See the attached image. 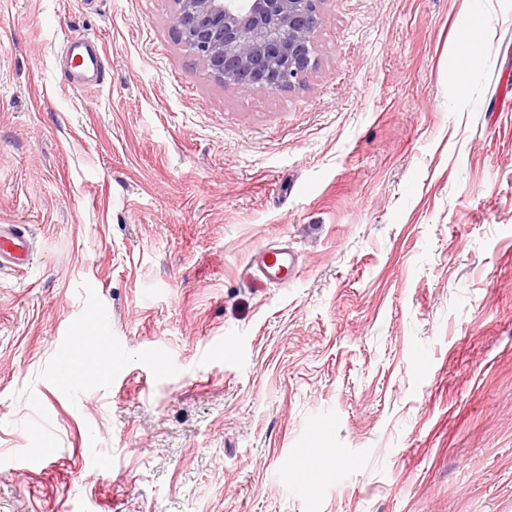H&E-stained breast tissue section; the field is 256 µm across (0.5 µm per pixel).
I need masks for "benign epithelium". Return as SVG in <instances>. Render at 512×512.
Segmentation results:
<instances>
[{"instance_id": "benign-epithelium-1", "label": "benign epithelium", "mask_w": 512, "mask_h": 512, "mask_svg": "<svg viewBox=\"0 0 512 512\" xmlns=\"http://www.w3.org/2000/svg\"><path fill=\"white\" fill-rule=\"evenodd\" d=\"M326 0H174L177 37L227 89H292L315 66Z\"/></svg>"}]
</instances>
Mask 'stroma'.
Instances as JSON below:
<instances>
[{
	"instance_id": "1",
	"label": "stroma",
	"mask_w": 512,
	"mask_h": 512,
	"mask_svg": "<svg viewBox=\"0 0 512 512\" xmlns=\"http://www.w3.org/2000/svg\"><path fill=\"white\" fill-rule=\"evenodd\" d=\"M173 12L0 0V512H512V0H327L274 92ZM67 48L71 56V66L66 77L71 85L82 88L88 84L83 81V76L95 70L100 73L96 82L104 79L105 66L99 52L97 38L84 36L79 40L71 41ZM27 232L19 224H0V268L33 263L32 241ZM294 263L288 261L286 253L276 250H267L262 257L260 264L257 265L254 274L249 272L253 277H263L267 280H279L281 283L288 282V274Z\"/></svg>"
}]
</instances>
